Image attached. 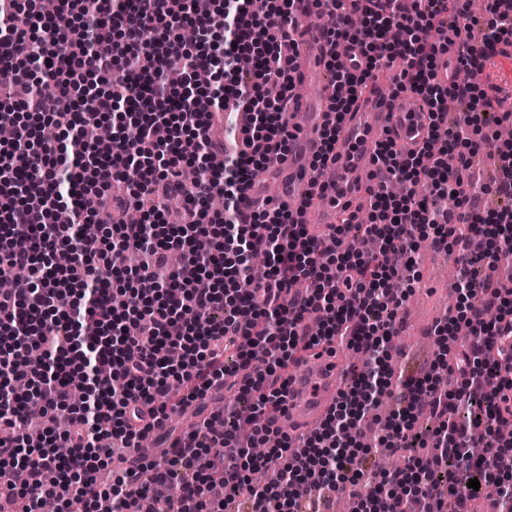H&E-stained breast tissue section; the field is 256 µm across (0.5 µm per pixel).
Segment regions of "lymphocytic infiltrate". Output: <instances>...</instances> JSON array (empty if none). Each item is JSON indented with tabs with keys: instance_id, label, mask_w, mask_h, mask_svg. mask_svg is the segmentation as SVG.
Here are the masks:
<instances>
[{
	"instance_id": "lymphocytic-infiltrate-1",
	"label": "lymphocytic infiltrate",
	"mask_w": 512,
	"mask_h": 512,
	"mask_svg": "<svg viewBox=\"0 0 512 512\" xmlns=\"http://www.w3.org/2000/svg\"><path fill=\"white\" fill-rule=\"evenodd\" d=\"M469 0H0V106L18 136L0 147V274L18 272L0 292V422L13 429L0 438V512H39L52 499L67 512H224V499L248 490L254 512H324L314 487L343 488L363 476L367 448L360 423L375 399L397 394V407L382 422L377 445L404 460L398 471L377 475L356 493L354 512H472L481 486L496 485L495 512H512V441L499 432L512 419V287L489 281L486 308L470 304L471 271L512 260V211L485 213L471 200L477 189L445 157L476 151L480 124L496 112V98L461 81L467 70L512 41V0H488L487 20ZM323 20L329 45L349 43L367 60L360 71L325 60L336 90L333 112L345 114L369 72L400 62L398 90L423 96L433 119L448 97L467 98L470 129L434 130L443 155H402L390 140L379 143L369 173L370 222L360 239L337 227L321 244L307 235L287 204L262 202L242 210L251 171L285 159L293 134L295 35L305 16ZM204 22L194 45L183 27ZM459 33L447 79L434 66L448 51L447 30ZM207 71L211 85L182 90L169 69ZM121 112L130 132L113 135L111 152L89 165L84 127L104 111ZM228 112L251 115L252 138L214 140L212 128ZM512 125V111L496 112ZM222 164H214L215 155ZM194 165L193 181L182 177ZM224 198V218L209 224V203ZM155 202L140 223L122 213ZM183 208L171 215L165 203ZM67 207L71 222L51 216ZM105 220L102 265L74 227ZM457 254V313L435 327L440 343L468 327L470 346L453 361L437 358L418 378H394L388 346L398 332L406 292L394 280L418 279L423 243ZM135 251L141 264L127 270ZM181 265L168 279L157 271L171 252ZM268 258L262 274L254 252ZM121 283L125 308L107 288ZM235 345L238 361L224 362ZM362 351L366 367L343 392L296 455L292 440L272 422L253 427L235 421L217 428L215 416L178 434L163 461L139 454L152 432L146 414H165L172 389L187 400L229 385L250 397L253 413L283 406L286 370L320 345ZM458 373L456 391L441 387L443 372ZM48 423L31 431L29 412ZM438 420L431 434L414 422ZM67 419L69 430L55 425ZM135 452L131 467L100 481L110 449L101 434ZM481 456L467 453L471 440ZM263 455L251 456L254 445ZM433 454L421 456L420 448ZM273 471L255 486L254 470ZM176 487L158 499L151 488Z\"/></svg>"
}]
</instances>
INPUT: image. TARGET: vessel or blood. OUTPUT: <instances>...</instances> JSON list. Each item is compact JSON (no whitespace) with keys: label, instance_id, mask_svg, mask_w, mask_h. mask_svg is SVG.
I'll use <instances>...</instances> for the list:
<instances>
[{"label":"vessel or blood","instance_id":"vessel-or-blood-1","mask_svg":"<svg viewBox=\"0 0 512 512\" xmlns=\"http://www.w3.org/2000/svg\"><path fill=\"white\" fill-rule=\"evenodd\" d=\"M297 40L294 94L300 111L294 120L304 127L305 133L291 141L287 160L274 164L268 171L287 200L303 198L311 191L314 173L310 163L320 148L318 132L335 122V114L330 110L331 88L322 87L313 95L307 92L310 73L322 68L328 52L320 26L304 25ZM337 124L334 161L326 179L328 192L307 225L310 235L319 241L329 240L343 211L355 212L365 205L368 182L362 161L374 154L380 137L392 138L399 150L410 153L418 151L432 131L427 108L413 93L393 99L376 92L363 93L355 109ZM337 396L333 359L321 357L314 366L298 363L288 375V403L284 411L276 413L274 425L287 433L319 425L335 405Z\"/></svg>","mask_w":512,"mask_h":512}]
</instances>
